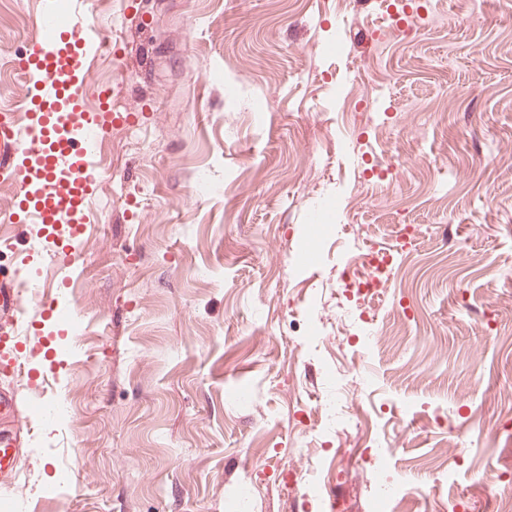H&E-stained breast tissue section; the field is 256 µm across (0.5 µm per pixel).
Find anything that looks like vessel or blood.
<instances>
[{
    "label": "vessel or blood",
    "mask_w": 512,
    "mask_h": 512,
    "mask_svg": "<svg viewBox=\"0 0 512 512\" xmlns=\"http://www.w3.org/2000/svg\"><path fill=\"white\" fill-rule=\"evenodd\" d=\"M98 31L65 23L44 40H32L18 59L35 92L27 94L25 134L13 124H0V150L13 155V170L20 194L11 222L37 224L58 263L71 264L83 228L90 221L89 203L102 180V170L91 139L111 131L122 114L104 109L86 112L82 101L91 90L86 58L100 45ZM36 308L41 317H52L48 297H28L15 285L0 289V372L17 374L22 334L17 327L25 308ZM24 437L20 427V399L14 388L0 389V488L9 486Z\"/></svg>",
    "instance_id": "vessel-or-blood-1"
}]
</instances>
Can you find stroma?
Instances as JSON below:
<instances>
[{
  "instance_id": "35a3bbf8",
  "label": "stroma",
  "mask_w": 512,
  "mask_h": 512,
  "mask_svg": "<svg viewBox=\"0 0 512 512\" xmlns=\"http://www.w3.org/2000/svg\"><path fill=\"white\" fill-rule=\"evenodd\" d=\"M429 6L452 8L446 27L389 42L369 36L380 0H65L70 23L110 39L91 79L136 123L104 138L72 266L9 222L17 186L0 187V277H41L89 327L22 316L21 361L71 418L0 377L29 428L0 512H321L287 484L321 460L335 512H371L373 433L401 444L408 512H497L493 478L512 479V9L409 0ZM44 8L0 0L1 108L28 91L9 60ZM349 239L393 255L383 297L339 288ZM352 312L387 346L338 338ZM340 384L374 428L318 430L308 401ZM452 439L455 475L427 469Z\"/></svg>"
}]
</instances>
